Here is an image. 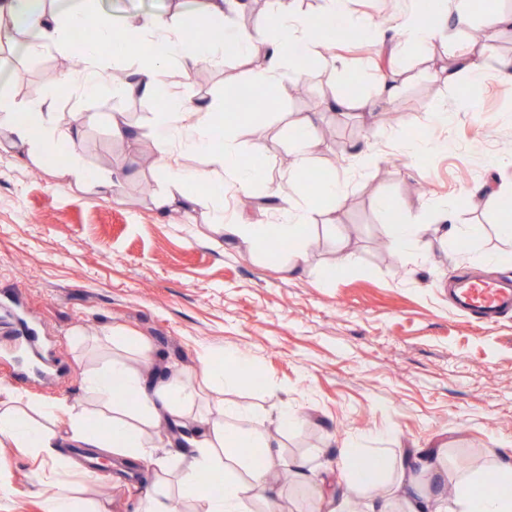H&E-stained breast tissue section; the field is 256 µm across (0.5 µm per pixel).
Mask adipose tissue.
I'll return each mask as SVG.
<instances>
[{"instance_id": "obj_1", "label": "adipose tissue", "mask_w": 512, "mask_h": 512, "mask_svg": "<svg viewBox=\"0 0 512 512\" xmlns=\"http://www.w3.org/2000/svg\"><path fill=\"white\" fill-rule=\"evenodd\" d=\"M200 22L206 33L197 40L175 23L185 8L184 0H169L162 11L139 15L126 22L115 13L112 0H0V150L14 153L55 175L87 186L101 197L111 196L116 183L83 166L76 148L81 116L56 111L53 100L20 104L9 90L14 74V58H36L50 52H65L74 32L89 29L93 36L79 48L84 66L65 75V82L77 83L84 95H95L106 83L103 48L131 38L148 40L151 55L138 61L121 85L126 94L164 96L167 114L154 128L157 163L174 185L189 182L224 190V174L234 170L237 147L229 129V115L194 112L170 92L166 76L172 65L183 74L199 64L215 68L224 65L225 48L242 57L263 50L264 61L252 68L249 85L257 91L255 103L267 109L277 101V88L288 60L304 57L317 66L336 67L339 57L327 54L320 44L319 31L337 33L352 26H366V19L351 17L345 0H329L321 19L302 11L296 0H274V7L260 26L227 27V11L244 10L246 0H198ZM469 15L461 0H439V12L395 20L397 33L413 42L449 39L451 31L466 27ZM188 154L206 155L209 169L182 168ZM237 192L251 196L256 190L271 191L281 202L279 224H228L230 238L259 241H289L294 245L284 269L300 272L306 261V218L291 203L287 193L272 188L264 171L252 169L235 177ZM105 336L132 348L141 367L120 356H109L83 376V385L96 402L94 413L75 411L65 404H42L39 419L15 409L18 394H9L10 404L0 409V442L24 449L33 458L50 463L51 478L62 479L53 450L60 436L82 448L122 458L155 461L166 469L174 457L157 455L146 436L148 428L161 423L183 424L196 398L193 384L183 380L180 370L168 377L150 379L146 368L153 362L152 348L142 337L105 328ZM277 434H262L237 423L216 403L209 415L198 417L195 427L181 432V445L190 451L189 463L180 469L175 491L154 485L141 499L137 512H180L182 502L194 505V512H271L280 495L272 479L279 463ZM345 491L340 500L320 498L318 512H352L353 498L366 495L383 476L394 477L393 496L401 512H512V465L502 467L499 491L485 494L477 487L474 474L458 475L455 496L446 499L444 490L421 493L408 458L387 454L369 455L355 442H348L342 455ZM220 476L218 489L203 487V473Z\"/></svg>"}]
</instances>
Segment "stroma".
<instances>
[{"mask_svg":"<svg viewBox=\"0 0 512 512\" xmlns=\"http://www.w3.org/2000/svg\"><path fill=\"white\" fill-rule=\"evenodd\" d=\"M486 28L484 42L463 31L453 41L482 59L480 77L444 83L435 72L451 43L408 44L387 69L398 88L393 98L362 117L350 110L328 115L326 101L351 80H359L360 95L374 93L376 45L349 42L339 49L345 66L334 70L310 68L300 77L298 61H289L276 107L236 128L239 155L264 157L269 181L278 184L295 158L291 122L325 115L293 194L308 212L310 242L306 270L294 275L268 260L266 243L220 241L215 216L228 224L279 220L276 205L238 195L233 174L193 222L157 211L156 198L173 189L155 162L158 100L121 95L110 85L89 99L58 83L66 56L16 57L17 99L50 97L56 111L83 113L78 156L87 168L118 176L119 185L103 199L0 155V294L16 296L39 318L56 362L51 382L17 385L16 353L0 328V387L17 389L19 409L31 416L40 402L93 411L82 377L112 350L102 328H129L150 343L161 376L173 365L194 371L227 349L248 355L258 383L201 388L195 413L220 400L243 408L241 424L269 433L282 408L297 414L298 425L281 435V454L302 461L306 478L281 485L276 512H311L315 492L341 491V453L354 438L371 454L381 448L441 459L445 477L417 475L427 489L440 480L453 486L465 472L498 473L512 448V313L483 324L460 313L452 297L467 277L512 279V240L499 236V213L474 190L512 191V82L497 70L499 58L512 56V31ZM255 64L229 54L223 67L200 65L187 80L173 70L168 80L193 106L234 112ZM438 109L446 110L447 124L430 121ZM116 112L137 129L136 138L113 139ZM390 114L395 124H387ZM419 137L431 147L417 158L406 144ZM364 143L377 156L366 167L351 153ZM312 174L344 180L345 201L314 206ZM382 195L391 210L379 208ZM444 208L452 209L463 239L433 233L434 214ZM327 210L334 225L323 222ZM395 211L425 229L421 248L406 257L379 248ZM344 252L353 262L336 270ZM489 252L507 259L485 262ZM77 330L85 345L73 343ZM108 465L111 478L70 479L72 496L106 512H135L153 463L113 457ZM36 467L22 449L0 447V482L11 487L0 493V512H51L56 488L36 479Z\"/></svg>","mask_w":512,"mask_h":512,"instance_id":"1","label":"stroma"}]
</instances>
